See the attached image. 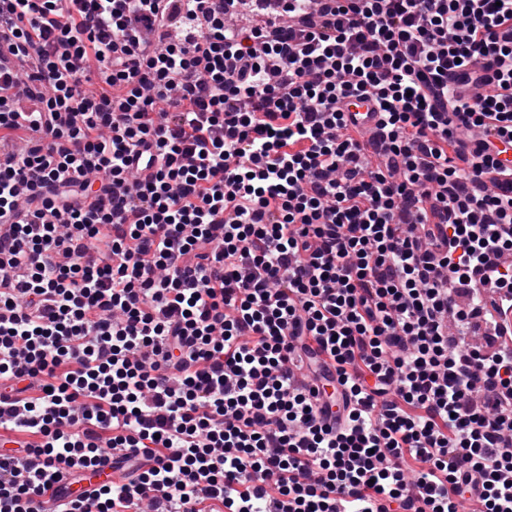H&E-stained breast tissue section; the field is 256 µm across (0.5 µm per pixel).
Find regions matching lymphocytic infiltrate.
I'll return each mask as SVG.
<instances>
[{
	"label": "lymphocytic infiltrate",
	"instance_id": "obj_1",
	"mask_svg": "<svg viewBox=\"0 0 512 512\" xmlns=\"http://www.w3.org/2000/svg\"><path fill=\"white\" fill-rule=\"evenodd\" d=\"M245 3L0 0V512H512V0ZM341 109L346 112L349 123L354 122L365 130H373L379 120L377 105L371 98L363 101L346 99L342 102Z\"/></svg>",
	"mask_w": 512,
	"mask_h": 512
}]
</instances>
